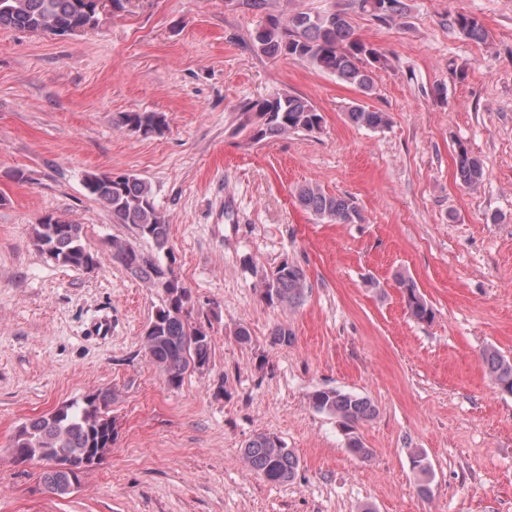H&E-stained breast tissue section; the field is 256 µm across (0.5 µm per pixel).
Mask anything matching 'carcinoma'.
Listing matches in <instances>:
<instances>
[{
	"mask_svg": "<svg viewBox=\"0 0 512 512\" xmlns=\"http://www.w3.org/2000/svg\"><path fill=\"white\" fill-rule=\"evenodd\" d=\"M356 9L389 25L405 14L406 4L404 0H349L316 12L268 13L256 24L251 41L266 56L304 61L369 94L375 86V69L382 54L356 36L351 24V11ZM101 17L95 0H0V29L69 36L96 28ZM450 26L471 41H481L486 36L482 24L468 14L451 16ZM346 118L352 126L368 130H381L389 123L387 113L359 104L348 107ZM237 120L238 129L246 133L250 144L289 133H317L325 122L322 113L307 99L290 93L241 104ZM117 124L145 138L161 136L168 127L165 115L159 112H121ZM455 164L457 178L465 187L476 188L483 182L482 161L463 144L455 150ZM83 185L92 199L111 210L112 223L131 227L138 238L153 245L154 253L147 254L130 242L114 238L112 256L131 275L165 294L163 304L150 320L153 328L144 349L168 387L177 389L187 373L209 365L212 342L209 332L191 321L192 294L166 263L172 258L167 219L156 206L150 185L135 175L110 170L94 172L85 176ZM295 198L318 223L363 221L353 198L330 194L317 184L300 186ZM33 244L65 266L92 269L99 263L98 255L83 243L82 225L60 216L48 214L35 224ZM395 281L410 317L418 322L433 320V308L413 279L398 273ZM258 287L266 304L296 307L306 296L309 284L301 266L283 260L261 277ZM482 360L500 389L512 394V360L493 347L483 351ZM114 397L110 390H97L24 422L14 434L12 447L22 449L30 460L46 464L62 458L78 465L91 448L98 449L104 457L112 450L118 434L116 420L110 414ZM309 400L316 411L339 419L352 455H369V449L354 433L358 424L377 415V407L369 398L321 388L314 390ZM243 456L259 477L272 483L293 480L299 467L295 452L271 433L260 432L250 438ZM412 468L418 477V492L430 494L433 473L422 452L412 453ZM40 481L48 493L62 497L68 476L47 467Z\"/></svg>",
	"mask_w": 512,
	"mask_h": 512,
	"instance_id": "cac0c4a2",
	"label": "carcinoma"
}]
</instances>
